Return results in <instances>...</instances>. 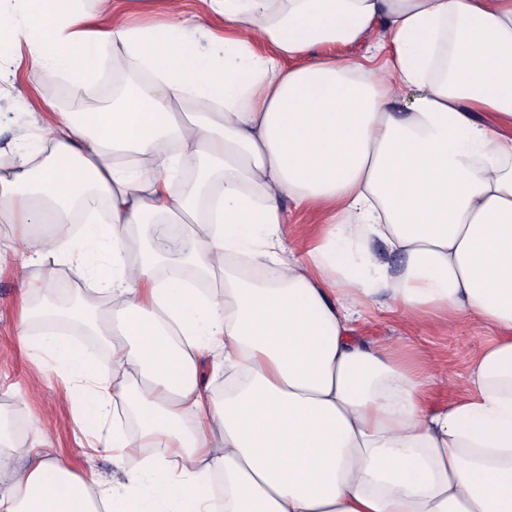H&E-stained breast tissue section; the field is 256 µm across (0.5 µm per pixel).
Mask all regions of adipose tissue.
Masks as SVG:
<instances>
[{"mask_svg": "<svg viewBox=\"0 0 512 512\" xmlns=\"http://www.w3.org/2000/svg\"><path fill=\"white\" fill-rule=\"evenodd\" d=\"M202 2L221 32L0 0V41L25 46L32 87L81 91L110 54L138 75L111 108L48 112L0 168V223L33 227L28 265H67L112 301L88 321L109 358L38 339L82 393L79 422L98 447L161 451L87 482L61 458L19 465L0 433V512H512V0ZM377 28L381 74L340 54ZM285 198L334 207L306 254L283 242ZM155 224L192 237L183 263L223 295L160 276ZM229 255L265 279L227 272ZM369 302L494 329L466 394L434 407L391 346L357 340ZM203 353L231 393L202 388Z\"/></svg>", "mask_w": 512, "mask_h": 512, "instance_id": "obj_1", "label": "adipose tissue"}]
</instances>
